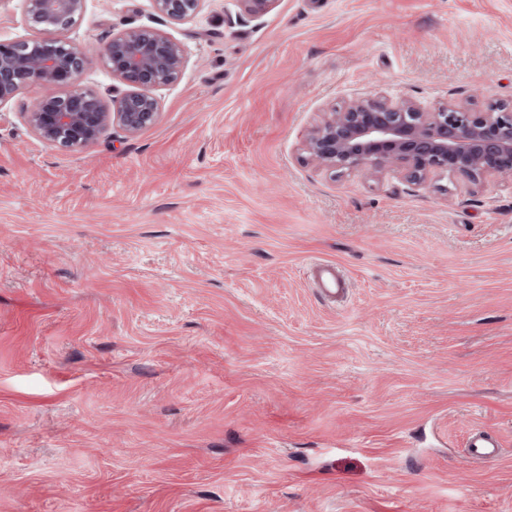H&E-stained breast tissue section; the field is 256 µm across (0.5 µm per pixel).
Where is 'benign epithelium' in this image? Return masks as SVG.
<instances>
[{
    "mask_svg": "<svg viewBox=\"0 0 512 512\" xmlns=\"http://www.w3.org/2000/svg\"><path fill=\"white\" fill-rule=\"evenodd\" d=\"M203 0H153L155 12L188 20ZM253 17L275 0H238ZM35 35L0 40V106L29 85L44 94L23 112L32 132L59 151L72 153L97 143L116 126L134 137L157 124L153 91L175 83L185 64L183 48L167 33L145 25L112 31L102 58L118 84L112 98L79 87L92 60L71 37L86 0H25ZM305 160L341 176L396 169L415 185L448 175L475 187L512 176V101L481 107L448 103L426 109L412 99H353L324 112L302 144Z\"/></svg>",
    "mask_w": 512,
    "mask_h": 512,
    "instance_id": "7a95c632",
    "label": "benign epithelium"
}]
</instances>
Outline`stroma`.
I'll return each mask as SVG.
<instances>
[{"mask_svg": "<svg viewBox=\"0 0 512 512\" xmlns=\"http://www.w3.org/2000/svg\"><path fill=\"white\" fill-rule=\"evenodd\" d=\"M130 23L185 52L154 127L63 153L40 86L0 106V512H512V178L300 152L355 98L512 101V0H88L81 87ZM203 0H153L155 12L174 22L188 20ZM312 277L319 288L328 295L335 296L347 288L346 280L341 277L334 263H315L312 267ZM501 455L499 442L487 432L474 433L467 443V458L476 463L488 464Z\"/></svg>", "mask_w": 512, "mask_h": 512, "instance_id": "1", "label": "stroma"}]
</instances>
